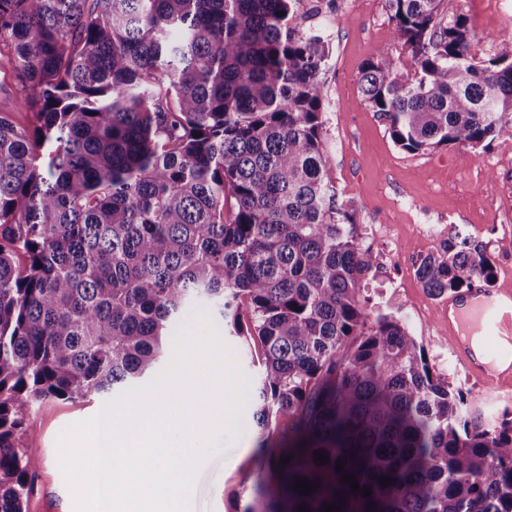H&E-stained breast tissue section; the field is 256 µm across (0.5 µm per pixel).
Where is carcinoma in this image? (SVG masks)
I'll use <instances>...</instances> for the list:
<instances>
[{
    "instance_id": "cac0c4a2",
    "label": "carcinoma",
    "mask_w": 512,
    "mask_h": 512,
    "mask_svg": "<svg viewBox=\"0 0 512 512\" xmlns=\"http://www.w3.org/2000/svg\"><path fill=\"white\" fill-rule=\"evenodd\" d=\"M390 2L414 72L381 48L360 91L393 142L512 150V32L478 62L467 16ZM322 8L0 0V92L15 78L34 115L0 113V512L36 491L25 409L152 373L198 302L260 347L262 477L243 512H512V417L483 422L405 324L360 299L373 257L327 164L330 42L306 25ZM415 275L438 299L491 282L493 263L456 231Z\"/></svg>"
}]
</instances>
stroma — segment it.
I'll return each instance as SVG.
<instances>
[{
	"label": "stroma",
	"mask_w": 512,
	"mask_h": 512,
	"mask_svg": "<svg viewBox=\"0 0 512 512\" xmlns=\"http://www.w3.org/2000/svg\"><path fill=\"white\" fill-rule=\"evenodd\" d=\"M466 15L476 33L471 52L496 54V35L512 31V0H442L440 20ZM389 0H331V56L321 75L326 111L323 135L330 174L340 197L353 201L358 242L374 259L362 299L403 320L431 366L452 387L471 391L485 419L512 411V391L490 392L469 378L451 353L438 301L415 276L420 259L439 251L459 230L482 243L495 267L494 285L512 281V151L441 146L408 152L391 139L386 123L364 101L358 81L365 63L388 48L404 72L411 51L393 39ZM110 398L71 402L50 398L26 412L21 445L41 462L32 512H74L57 464L56 438L68 424L99 415ZM251 410L237 415V438L221 436L202 466L192 512H243L253 497L257 433Z\"/></svg>",
	"instance_id": "1"
}]
</instances>
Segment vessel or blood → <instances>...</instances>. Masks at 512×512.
<instances>
[{
  "mask_svg": "<svg viewBox=\"0 0 512 512\" xmlns=\"http://www.w3.org/2000/svg\"><path fill=\"white\" fill-rule=\"evenodd\" d=\"M456 360L489 390L512 385V288L471 286L441 307ZM482 344L473 347L471 335Z\"/></svg>",
  "mask_w": 512,
  "mask_h": 512,
  "instance_id": "obj_1",
  "label": "vessel or blood"
}]
</instances>
